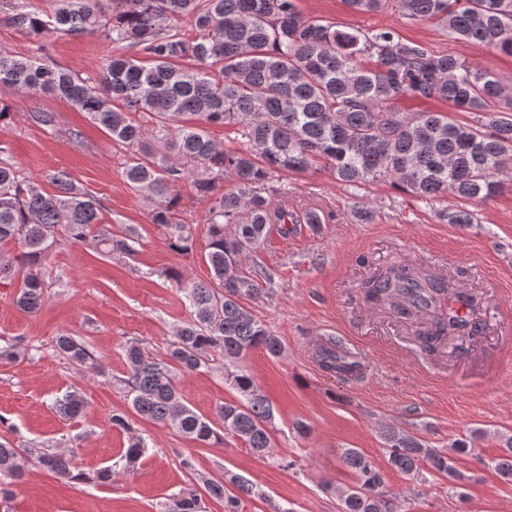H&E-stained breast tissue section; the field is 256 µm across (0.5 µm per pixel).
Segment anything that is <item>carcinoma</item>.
Returning a JSON list of instances; mask_svg holds the SVG:
<instances>
[{
    "instance_id": "cac0c4a2",
    "label": "carcinoma",
    "mask_w": 512,
    "mask_h": 512,
    "mask_svg": "<svg viewBox=\"0 0 512 512\" xmlns=\"http://www.w3.org/2000/svg\"><path fill=\"white\" fill-rule=\"evenodd\" d=\"M354 13L391 6L412 22H435L448 39L512 54V0H345ZM184 20L198 35L181 33ZM0 21L23 35L42 40L100 35L120 54L106 60L97 83L64 69L45 55L0 53V125L13 119L6 96L62 98L102 126L129 153L125 177L151 207V223L163 228L169 247L189 254L196 227L179 217L178 188L188 182L207 204L206 261L210 279L185 284L178 272L167 277L181 285L193 319L175 331L167 358L146 355L131 341L124 346L127 374L122 379L131 406L143 420L171 425L201 445L221 441L214 423L198 416L183 400L176 371L209 369L220 360L224 379L238 393L218 405L223 430L260 457H273V414L269 399L241 364L243 353L262 348L279 358L284 345L241 299L261 291L273 295L274 273L266 267L239 269L242 254L260 246L271 224L306 219L276 203L274 185L283 172L326 169L336 181L357 191L388 181L425 201L441 195L486 202L504 188L498 174L512 168V86L498 75L394 29L338 28L304 16L296 0H52L51 11L34 0H0ZM137 50L126 55L122 50ZM441 98L476 123L458 124L445 112L415 111L410 99ZM235 130L243 148L233 150L211 138L208 127ZM234 184L224 190V177ZM56 192L26 176L0 157V288L12 289L19 309L36 313L43 305L49 256L68 245L85 244L111 258L137 252L139 234L128 227L112 233L102 222V204L69 173L49 175ZM232 225L227 230L226 225ZM370 303L396 317L418 320L422 346L431 351L448 335L472 338L479 324L471 317L477 297L439 273L413 265L388 266L364 284ZM55 352L80 366H95L94 356L73 336L56 337ZM321 368L339 377L357 375L360 365L336 351L318 349ZM86 407L74 387L57 401L59 412L80 415ZM110 424L132 432L125 464L132 467L147 448L126 416ZM389 467L419 477L426 466L448 479V492L462 495L472 476L458 460L472 453V441L442 453L422 439L388 428ZM60 478L70 477L65 451L19 448L0 439V477L18 479L27 458ZM340 461L354 484L338 490L341 512H398L382 491L381 469L357 448ZM491 467L512 482V436ZM212 499L236 512L238 497L224 483L205 482ZM165 512H204L197 490L189 487L168 499Z\"/></svg>"
}]
</instances>
